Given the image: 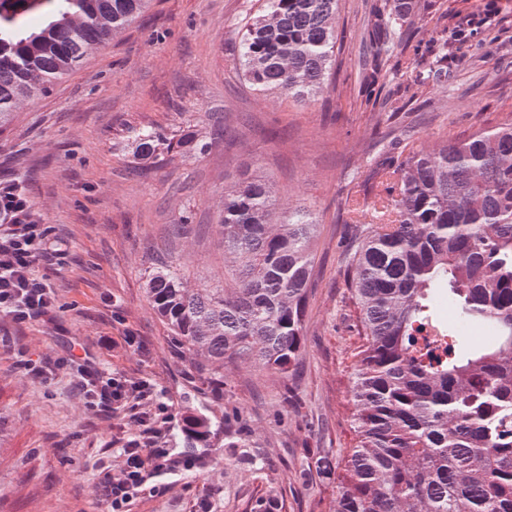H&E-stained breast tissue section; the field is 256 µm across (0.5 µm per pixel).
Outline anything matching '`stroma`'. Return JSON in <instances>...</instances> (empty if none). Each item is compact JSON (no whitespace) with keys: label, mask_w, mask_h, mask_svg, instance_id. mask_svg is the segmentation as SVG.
<instances>
[{"label":"stroma","mask_w":512,"mask_h":512,"mask_svg":"<svg viewBox=\"0 0 512 512\" xmlns=\"http://www.w3.org/2000/svg\"><path fill=\"white\" fill-rule=\"evenodd\" d=\"M375 0H340L343 41L336 76L308 105L249 89L238 74L239 26L256 0H153L143 20L93 52L45 97L25 106L0 134V178L22 184L35 211L65 239L63 265L41 264L61 307L56 325L0 319V512H107L105 475L120 467L119 441L133 425L90 408L73 384V366L41 382L22 359L67 356L72 344L98 357L105 374L147 379L178 429L188 410L231 420L260 449L243 463L218 456L205 469L160 476L126 512H254L275 486L286 512H328L334 478H299L301 466L342 457L350 425L353 355L361 344L346 304L338 243L348 236L351 185L374 190L379 113L407 83L426 76L420 101L388 127L430 147L496 126L512 113V0H498L495 25L449 41L448 63L432 75L433 16L465 26L485 0H428L407 19L417 42L399 54L373 93L362 87L364 33ZM205 131L223 139L194 154L150 162L132 151L144 128ZM272 181L281 206H304L320 222L316 286L305 316L302 360L292 380L258 365L224 366V393L202 385L189 352L179 350L143 288L147 266L179 264L192 285L224 282L217 201L242 173ZM133 331L139 346L124 345ZM293 407H285L284 393Z\"/></svg>","instance_id":"stroma-1"}]
</instances>
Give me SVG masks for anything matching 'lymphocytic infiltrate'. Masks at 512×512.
<instances>
[{
	"instance_id": "obj_1",
	"label": "lymphocytic infiltrate",
	"mask_w": 512,
	"mask_h": 512,
	"mask_svg": "<svg viewBox=\"0 0 512 512\" xmlns=\"http://www.w3.org/2000/svg\"><path fill=\"white\" fill-rule=\"evenodd\" d=\"M51 229L35 212L16 181L0 180V317L17 325L56 323V298L46 279L35 272L37 264L64 258L61 242L51 239ZM74 384L88 406L118 409L148 397V382L132 383L123 376L103 378L89 356L76 359ZM118 475L103 486V496L112 512H124L133 492L168 472L171 467L164 434L145 428L141 439L120 450Z\"/></svg>"
}]
</instances>
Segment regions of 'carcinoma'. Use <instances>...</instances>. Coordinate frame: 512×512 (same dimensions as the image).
<instances>
[{"label":"carcinoma","instance_id":"obj_1","mask_svg":"<svg viewBox=\"0 0 512 512\" xmlns=\"http://www.w3.org/2000/svg\"><path fill=\"white\" fill-rule=\"evenodd\" d=\"M152 0H0V130L27 102L78 69L135 23ZM241 29L243 80L299 102L322 91L336 61L340 0H258ZM421 0H379L370 10L364 86L379 81L411 38ZM140 160L207 142L190 126L133 138ZM385 196L372 219L352 221L342 246L351 312L363 342L350 397L355 444L338 464L328 512H512V114L431 151L405 142L377 168ZM222 288L192 286L176 263L144 272L147 298L175 345L190 351L214 390L224 363L252 359L283 379L297 364L314 278L318 224L282 210L272 184L245 177L224 190ZM489 327L471 343L445 325ZM224 421L186 417L178 454L212 457ZM224 454L258 451L234 437ZM257 512H284L274 489Z\"/></svg>","mask_w":512,"mask_h":512}]
</instances>
